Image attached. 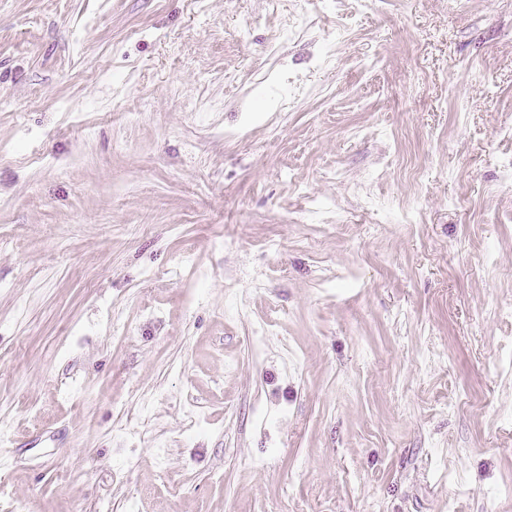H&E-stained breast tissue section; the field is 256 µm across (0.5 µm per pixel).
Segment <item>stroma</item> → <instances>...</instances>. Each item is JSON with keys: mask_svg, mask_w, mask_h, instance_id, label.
<instances>
[{"mask_svg": "<svg viewBox=\"0 0 512 512\" xmlns=\"http://www.w3.org/2000/svg\"><path fill=\"white\" fill-rule=\"evenodd\" d=\"M511 161L512 0H0V502L512 512Z\"/></svg>", "mask_w": 512, "mask_h": 512, "instance_id": "35a3bbf8", "label": "stroma"}]
</instances>
